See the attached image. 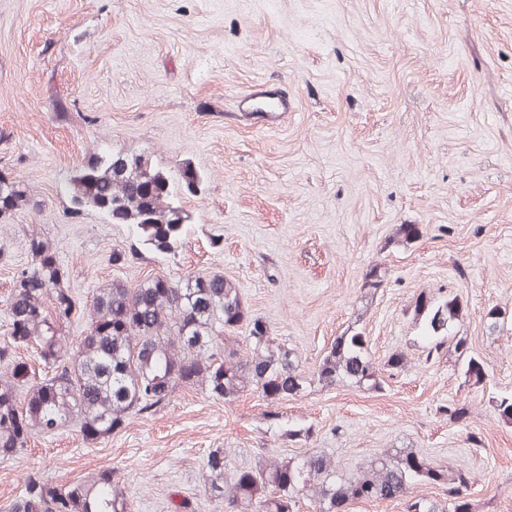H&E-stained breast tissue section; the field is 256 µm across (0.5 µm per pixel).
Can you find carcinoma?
Masks as SVG:
<instances>
[{
  "label": "carcinoma",
  "instance_id": "1",
  "mask_svg": "<svg viewBox=\"0 0 512 512\" xmlns=\"http://www.w3.org/2000/svg\"><path fill=\"white\" fill-rule=\"evenodd\" d=\"M200 183L189 165L174 180L141 155L103 149L75 171L67 190L74 212L91 209L114 224H128L140 243L170 255L182 245L190 219L178 197L197 193ZM25 202L15 182L0 181V219L10 218ZM28 249L31 265L17 273L4 308L9 340L0 346L1 458L22 453L35 430L48 433L72 418L86 441L101 442L123 430L132 415L168 401L180 385L201 387L226 402L250 385L274 400L303 389L293 353L273 344L270 327L250 314L236 284L224 276L172 280L157 275L135 286L114 280L85 307L64 285L65 271L48 243L32 233ZM385 279L386 271L374 265L362 288L374 293ZM461 309L456 295L422 292L414 302V319L427 354L454 348L462 356L463 376L477 384L485 379L486 366L467 355L464 341L454 334ZM80 318L86 319V329L70 345L60 328ZM242 324L248 350L220 345L221 333ZM21 348L51 376L36 380L31 364L16 355ZM378 373L367 337L347 331L325 352L314 377L327 386L378 389ZM494 409L511 422L512 393L495 397ZM203 468L210 491L224 499V512H294L303 491L314 512H336L360 499L383 501L389 492L401 499L414 482L443 487L444 498L414 497L406 512H472L470 473L460 469L448 475L412 451L379 455L351 476L323 455L228 469L224 452L214 450ZM9 512H128V503L112 484V473L102 472L65 488L30 479Z\"/></svg>",
  "mask_w": 512,
  "mask_h": 512
}]
</instances>
